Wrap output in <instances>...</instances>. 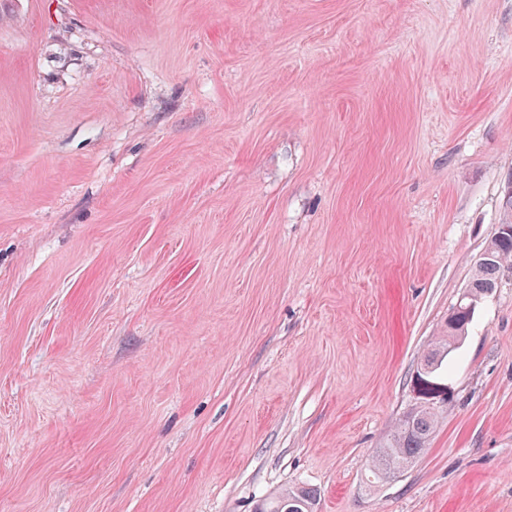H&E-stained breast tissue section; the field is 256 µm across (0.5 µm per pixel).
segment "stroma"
<instances>
[{
  "label": "stroma",
  "mask_w": 512,
  "mask_h": 512,
  "mask_svg": "<svg viewBox=\"0 0 512 512\" xmlns=\"http://www.w3.org/2000/svg\"><path fill=\"white\" fill-rule=\"evenodd\" d=\"M512 0H0V512H512ZM485 250H490L487 262H475L468 290L448 314L442 336H437L420 358L411 377L414 402L400 415L385 442L376 448L371 458L373 483H383L409 468L428 448L440 419L453 403L448 387V355L467 335L476 307L483 297L498 287L501 272L512 268V220L499 224ZM475 303L472 310L467 307ZM421 369L419 370V367ZM316 494L308 488L286 489L257 504L255 512H315Z\"/></svg>",
  "instance_id": "stroma-1"
}]
</instances>
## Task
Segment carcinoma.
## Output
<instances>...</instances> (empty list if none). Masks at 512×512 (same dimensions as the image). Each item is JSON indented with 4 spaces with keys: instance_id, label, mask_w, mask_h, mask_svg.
Here are the masks:
<instances>
[{
    "instance_id": "1",
    "label": "carcinoma",
    "mask_w": 512,
    "mask_h": 512,
    "mask_svg": "<svg viewBox=\"0 0 512 512\" xmlns=\"http://www.w3.org/2000/svg\"><path fill=\"white\" fill-rule=\"evenodd\" d=\"M486 249L490 257L475 262L466 297L448 314L443 334L436 337L420 358V369L413 372V403L400 415L385 442L371 458L374 482L383 483L409 468L428 448L440 419L453 403L448 387V355L467 335L475 310L468 309L498 288L501 272L512 268V220L499 225ZM255 512H316V494L304 487L286 489L257 504Z\"/></svg>"
}]
</instances>
